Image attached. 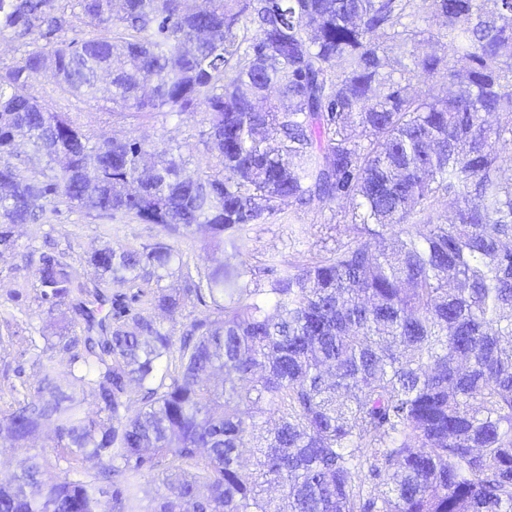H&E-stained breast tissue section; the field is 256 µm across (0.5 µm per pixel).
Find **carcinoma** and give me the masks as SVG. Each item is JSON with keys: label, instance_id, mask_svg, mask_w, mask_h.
Segmentation results:
<instances>
[{"label": "carcinoma", "instance_id": "cac0c4a2", "mask_svg": "<svg viewBox=\"0 0 512 512\" xmlns=\"http://www.w3.org/2000/svg\"><path fill=\"white\" fill-rule=\"evenodd\" d=\"M76 20L95 35L52 41ZM6 36L27 50L0 67V255L64 204L162 234L100 244L94 288L183 287L150 299L168 327L97 322L68 255L33 260L61 326L0 440L50 425L67 468L31 458L0 512H512V0H0ZM442 71L447 97L405 92ZM48 73L110 114L200 116L208 171L45 107ZM315 199L348 206L345 240L248 287L241 231ZM202 225L231 254L194 274L167 239Z\"/></svg>", "mask_w": 512, "mask_h": 512}]
</instances>
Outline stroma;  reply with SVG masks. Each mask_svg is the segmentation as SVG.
Returning a JSON list of instances; mask_svg holds the SVG:
<instances>
[{"mask_svg":"<svg viewBox=\"0 0 512 512\" xmlns=\"http://www.w3.org/2000/svg\"><path fill=\"white\" fill-rule=\"evenodd\" d=\"M84 120L100 138L136 139L148 148L184 144L194 134V118L177 120L164 114L151 118L104 115L97 106H85ZM337 207L320 201L311 202L300 210H287L263 224H253L241 233L240 247L246 259V279L251 287L262 288L268 282L264 263L268 255L277 254L289 261H304L322 255L333 248L337 237ZM304 224L308 235L303 244L291 243L288 227ZM17 248L0 255V309L12 312L18 323L17 333L10 342L9 355L0 360V399L10 400L11 390L34 394L37 377L33 360L45 346L44 338L52 328L42 314L37 291L31 286L33 267L25 260L27 254L55 250L68 254L78 279L92 281L95 270L89 264L92 250L105 239L135 248L158 239L157 227L133 221L107 225L105 219L88 215L78 209L61 207L48 224H22L16 227ZM53 433L44 429L19 448L0 447V481H8L19 473L28 458L38 454L46 464L43 477L55 479L63 470L52 454Z\"/></svg>","mask_w":512,"mask_h":512,"instance_id":"1","label":"stroma"}]
</instances>
